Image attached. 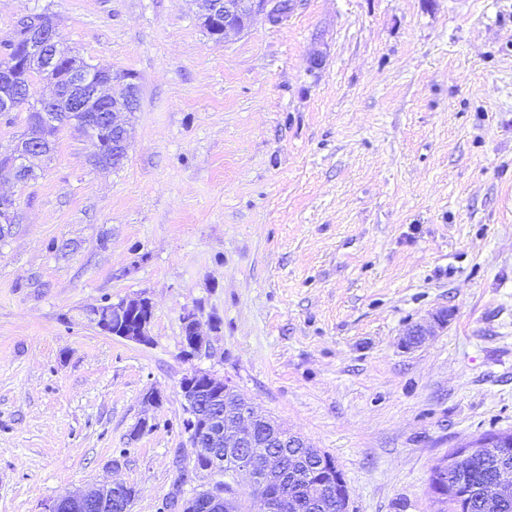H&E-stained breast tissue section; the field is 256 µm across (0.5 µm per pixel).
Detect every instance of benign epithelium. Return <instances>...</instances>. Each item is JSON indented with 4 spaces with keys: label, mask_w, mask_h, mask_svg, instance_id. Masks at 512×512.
I'll use <instances>...</instances> for the list:
<instances>
[{
    "label": "benign epithelium",
    "mask_w": 512,
    "mask_h": 512,
    "mask_svg": "<svg viewBox=\"0 0 512 512\" xmlns=\"http://www.w3.org/2000/svg\"><path fill=\"white\" fill-rule=\"evenodd\" d=\"M202 25L215 40L230 32H240L258 15L273 25L281 23L294 9V0H204ZM20 57L35 59L45 70L52 71L60 63L61 48L55 41L54 27L42 20L28 21ZM15 62L0 66V110L24 107L32 118L45 127L56 126L67 115L86 116L87 137L100 147L97 132H112V167L123 165L127 158L129 132L124 114L139 101L136 76L128 77L125 93L114 97L111 71L87 68L72 59L64 83L44 95L28 94L18 102L14 92ZM46 150L39 141H18L0 151V167L8 166L18 179L31 175L32 160ZM14 199L0 196V238L10 234L14 217ZM97 326L115 337L148 344L147 328L153 317L149 299L137 297L102 305L94 311ZM183 352L195 357L211 348L209 336L200 331L197 313L184 311L182 317ZM184 399L185 421L194 459L205 467L186 470L178 467L177 486L205 473L216 476L224 464L232 466V474L246 473L252 480L254 494L263 506L262 512H285L288 508V480L305 482L313 507L323 512H348L349 491L343 481L336 480L337 465L332 456L313 448L296 432L265 414L246 399L226 378L218 379L208 371L194 369L180 381ZM127 484L111 483L63 496L46 512H131L135 496L125 495ZM456 488L436 483L431 493L447 512L448 499ZM512 494V481L499 479L483 488V496L494 500ZM174 512H238V504L224 483L216 481L193 491L168 496Z\"/></svg>",
    "instance_id": "7a95c632"
}]
</instances>
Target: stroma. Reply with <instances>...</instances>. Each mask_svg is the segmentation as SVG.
I'll use <instances>...</instances> for the list:
<instances>
[{"label":"stroma","mask_w":512,"mask_h":512,"mask_svg":"<svg viewBox=\"0 0 512 512\" xmlns=\"http://www.w3.org/2000/svg\"><path fill=\"white\" fill-rule=\"evenodd\" d=\"M34 13L140 98L120 168L67 128L0 171V512L105 482L157 512L195 369L331 455L349 512H438L432 466L512 430V0H296L220 42L202 0H0V41ZM138 295L150 344L96 326ZM184 337L183 352L187 357H195L211 348L210 338L200 331L197 313L194 309H186L182 317Z\"/></svg>","instance_id":"35a3bbf8"}]
</instances>
